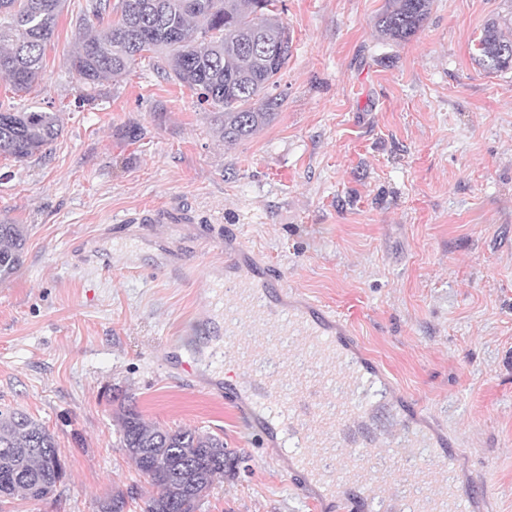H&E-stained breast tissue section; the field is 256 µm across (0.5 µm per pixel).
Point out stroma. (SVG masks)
I'll return each mask as SVG.
<instances>
[{"instance_id":"35a3bbf8","label":"stroma","mask_w":512,"mask_h":512,"mask_svg":"<svg viewBox=\"0 0 512 512\" xmlns=\"http://www.w3.org/2000/svg\"><path fill=\"white\" fill-rule=\"evenodd\" d=\"M83 3L65 0L31 91L0 76V110L51 108L62 125L43 153L0 157V221L28 230L23 266L0 283V410L45 424L67 471L58 501L6 512H100L115 489L140 512L149 486L116 421L128 404L239 456L200 512H312L218 395L248 365L201 358L231 229L420 400V423L398 434L454 437L459 489L482 477L484 512H512V71L472 57L512 0H432L403 42L374 30L387 0H282L283 106L232 145L211 105L144 59L81 97L69 58ZM160 209L188 221L142 223ZM169 236L189 248L178 277L156 269Z\"/></svg>"}]
</instances>
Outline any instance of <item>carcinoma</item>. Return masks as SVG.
<instances>
[{
	"label": "carcinoma",
	"instance_id": "obj_1",
	"mask_svg": "<svg viewBox=\"0 0 512 512\" xmlns=\"http://www.w3.org/2000/svg\"><path fill=\"white\" fill-rule=\"evenodd\" d=\"M278 0H86L83 16L111 18L101 31L79 32L70 66L88 91L120 77L151 55L181 85L201 91L213 113V130L226 143L253 136L277 114L284 96L274 95L288 64L292 36L277 12ZM431 0H392L375 28L399 42L415 35ZM63 0H0V74L12 90L26 93L39 80ZM473 58L488 74L512 69V33L492 19L473 44ZM59 113L0 111V156L21 162L47 149L60 135ZM27 231L0 223V282L23 264ZM120 443L151 486L141 512H199L232 452L220 437L196 428L163 429L135 408L117 413ZM66 476L62 449L40 422L15 409L0 412V505L14 498L43 501ZM127 495L115 491L101 512H125Z\"/></svg>",
	"mask_w": 512,
	"mask_h": 512
}]
</instances>
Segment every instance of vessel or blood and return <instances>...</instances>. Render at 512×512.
<instances>
[{"mask_svg":"<svg viewBox=\"0 0 512 512\" xmlns=\"http://www.w3.org/2000/svg\"><path fill=\"white\" fill-rule=\"evenodd\" d=\"M224 267L232 303L224 309L223 334L208 352L223 353L228 363L244 354L255 364L248 381L225 385L224 401L254 425L263 447L289 456L290 473L300 478L311 505L330 499L337 512H471L484 491L477 482L469 497L461 496L451 478L459 450L449 439L420 433L401 443L408 481L422 492L413 502L390 494L383 439L391 422L420 414L419 403L396 393L383 368L361 355L356 336L330 312L301 293L290 292L284 301L270 290L269 267L237 234L224 236ZM290 332L302 338L313 363L335 369L338 390L353 396L343 413L323 407L326 390L307 381L299 382L291 401L282 400L290 376L266 338Z\"/></svg>","mask_w":512,"mask_h":512,"instance_id":"obj_1","label":"vessel or blood"}]
</instances>
